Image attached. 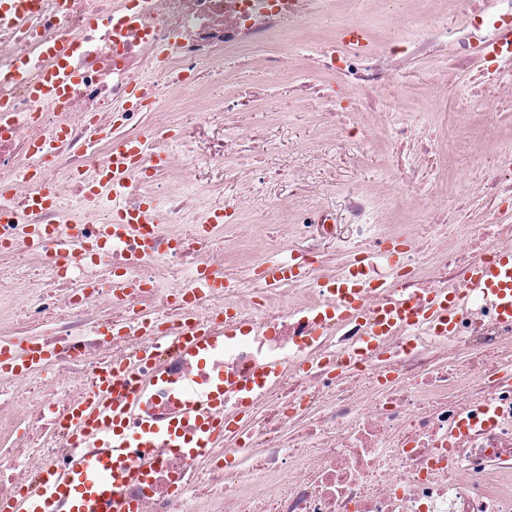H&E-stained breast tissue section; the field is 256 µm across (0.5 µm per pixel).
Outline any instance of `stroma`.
Here are the masks:
<instances>
[{"label":"stroma","instance_id":"35a3bbf8","mask_svg":"<svg viewBox=\"0 0 512 512\" xmlns=\"http://www.w3.org/2000/svg\"><path fill=\"white\" fill-rule=\"evenodd\" d=\"M420 9L418 0H334L333 8L316 7L311 25L290 37L294 52L288 59V72L276 79L263 75L257 66H242L236 58L225 57L224 66L231 75L228 83H214L204 75L199 82L205 100L237 101L235 121H228L224 111L216 109L203 122L196 108L172 101L176 132L215 149L228 146L259 168L257 174L239 179L204 176L212 197L236 195L243 200L244 213L231 216V223L247 224L261 213L268 225L284 224L292 221L299 210L321 205L342 225L347 221L345 190L351 186L379 195L381 223H422L420 210L383 194L384 185L394 176L393 164L399 159L423 178L446 179V187L432 198L433 209L447 223H462L455 189L458 178L474 159L479 119L457 108V99L468 94L471 71L449 67L446 53L414 57L406 71L415 81L448 75L452 99L444 102L431 94L413 116L402 112L392 115L396 122L412 118L425 141L441 147L446 157L442 167L419 150L386 139L372 113H341L331 128L323 122L316 105L278 112L260 103L266 88L274 100H295L312 71L320 43L335 36L344 19L355 18L368 28L370 48L377 51L398 22H405L413 34H420L416 18ZM289 167L300 170L298 180L282 178V170Z\"/></svg>","mask_w":512,"mask_h":512}]
</instances>
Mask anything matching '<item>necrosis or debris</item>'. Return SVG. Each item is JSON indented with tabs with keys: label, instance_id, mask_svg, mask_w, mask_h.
<instances>
[{
	"label": "necrosis or debris",
	"instance_id": "1",
	"mask_svg": "<svg viewBox=\"0 0 512 512\" xmlns=\"http://www.w3.org/2000/svg\"><path fill=\"white\" fill-rule=\"evenodd\" d=\"M37 2L25 22L0 25V102L24 116L0 124V180L13 185L0 194V335L32 326L29 341L51 357L22 374L0 370V436L14 441L0 456V500L63 465L72 447L70 410L108 368L127 391L151 383L146 409L159 417L181 411L182 385L202 390L226 377L244 387L225 398L216 415L224 435L209 443L204 462L155 443L144 461L148 482L127 490L136 512H512V323L477 295L457 308L452 335L430 326L394 330L378 351L358 355L361 329L341 317L332 292L343 275L368 278L362 302L370 313L393 300L421 308L441 290L456 293L472 267L512 248V155L489 152L463 174L488 199L464 239L449 236L415 176L393 178L385 192L421 208V224L377 223L373 197L349 189L346 247L333 268L324 254L337 227L323 208L310 207L268 235V256L239 275L214 246L221 227L210 224L215 206L202 196H169L162 217L145 227L153 252H141L134 239L119 249L91 248L108 206L86 193L109 165L114 141L144 142L181 180L206 169L246 173L231 151L196 140L173 148L167 95L195 101L198 69L223 81L225 52H256L300 31L311 0ZM454 4L464 26L452 41L447 21L433 16L416 38L397 25L374 55L330 41L317 69L355 94L347 101L314 87L325 117L375 112L385 135L419 142L415 124L389 120L404 105L394 79L411 57L444 50L460 68L479 59L461 108L477 112L493 142L512 124V85L483 54L511 57L512 42L494 47L485 33L512 22V0ZM60 40L77 78L63 99L33 105L32 87L58 64L47 47ZM51 135L53 154H34ZM34 167L36 182L26 177ZM47 187L57 205L32 209ZM70 226L81 241L62 260L24 236L29 227ZM293 237L307 248H290ZM277 258L298 262L301 280L265 287L264 269ZM209 270L223 287L197 292V274ZM120 278L134 289L113 288ZM229 309L240 339L223 352L197 359L170 351L155 368L130 369L136 348L190 325L224 335ZM270 361L279 375L254 386L256 368Z\"/></svg>",
	"mask_w": 512,
	"mask_h": 512
}]
</instances>
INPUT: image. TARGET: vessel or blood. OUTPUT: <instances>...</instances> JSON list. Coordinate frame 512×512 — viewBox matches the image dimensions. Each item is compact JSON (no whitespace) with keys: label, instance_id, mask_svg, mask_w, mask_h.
I'll list each match as a JSON object with an SVG mask.
<instances>
[{"label":"vessel or blood","instance_id":"obj_1","mask_svg":"<svg viewBox=\"0 0 512 512\" xmlns=\"http://www.w3.org/2000/svg\"><path fill=\"white\" fill-rule=\"evenodd\" d=\"M34 7L33 0H0V22L16 24L26 19ZM76 78L68 66H60L44 83L34 86L31 97L35 103L61 98L69 82ZM143 160L142 149L134 143H117L112 151V161L105 170L100 186L113 199H121L129 191L128 175ZM157 213L153 199H144L138 211L117 213L112 224L106 225L104 235L121 240L148 223ZM301 271L294 265L275 261L264 272L267 287L299 280ZM471 292L483 295L494 305L499 317L512 321V249H504L495 262L475 267L469 274ZM361 288L346 282L336 290L340 311L353 316L361 311ZM399 302H392L382 312L368 316L367 330L362 342L374 345L389 327L403 319ZM454 318V309L446 298L435 296L425 313L418 317L419 324H434L447 330ZM169 345L188 356H201L223 349L224 339L209 331L191 327L179 335L169 337ZM47 351L32 344L12 349L0 358V366L22 371L42 364ZM237 382L225 381L215 390L200 394L191 386H184L185 405L181 416L167 420L143 418L135 431H127L125 420L129 412L139 406V398L121 393L120 385L110 374H103L95 395L87 397L76 406L71 420L85 447L76 449L66 468L49 475L35 490L20 498L0 503V512H134V505L125 490L132 485L146 482V473L138 465L149 444L158 437H166L175 451L190 458H203L204 443L213 436V430L204 418L224 406L225 393L235 391ZM200 420V430L195 439L182 436L184 419Z\"/></svg>","mask_w":512,"mask_h":512}]
</instances>
